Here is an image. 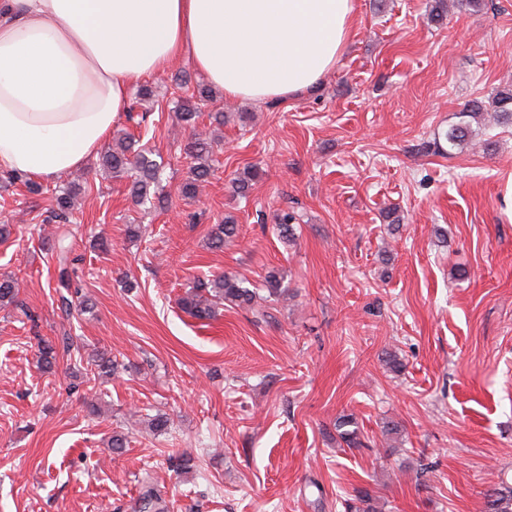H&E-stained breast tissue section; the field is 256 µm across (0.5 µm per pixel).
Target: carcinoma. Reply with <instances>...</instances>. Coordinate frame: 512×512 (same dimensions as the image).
Here are the masks:
<instances>
[{"instance_id":"carcinoma-1","label":"carcinoma","mask_w":512,"mask_h":512,"mask_svg":"<svg viewBox=\"0 0 512 512\" xmlns=\"http://www.w3.org/2000/svg\"><path fill=\"white\" fill-rule=\"evenodd\" d=\"M492 105L495 108L497 122L512 124V88L505 87L496 91ZM181 119L190 127H195L198 118V106L189 100L177 103ZM474 136L471 124L464 121L448 130L446 139L455 148L467 143ZM115 144L107 150L100 160L103 170L113 178L127 175L132 178L131 192L136 203L144 205L161 204L168 199L169 193L161 186L159 178L160 163L152 158V152L139 144L134 136L120 132L114 138ZM214 153L213 141L201 133H193L187 144L186 155L190 158L191 176L180 185L179 192L187 198L196 197L208 183L212 169ZM257 172L247 170L232 181L234 191L245 198L250 193ZM28 191L33 194L51 192L55 209L53 217L66 223L76 222L74 212L75 193L66 186L49 189L39 183L25 182ZM298 217L293 210H284L276 216L277 233L280 240L288 243L295 238V224ZM238 235V224L232 217L224 218L212 227L209 233V244L215 250L224 249ZM264 287L271 297L286 296L282 286V276L276 270H271L264 278ZM19 282L13 278L0 280V307H7L17 302ZM256 289L246 286V281L234 275L221 273L206 279L196 280L180 299L184 312L197 319H210L218 312V306L229 302L241 308L253 306ZM42 369L52 370L57 360L55 346L47 341L39 346ZM97 368V377L112 375L114 362L106 353L101 352L88 361ZM336 433L339 440L349 448L363 446L361 432L355 419L350 415L336 418ZM483 512H512V487H492L484 492Z\"/></svg>"}]
</instances>
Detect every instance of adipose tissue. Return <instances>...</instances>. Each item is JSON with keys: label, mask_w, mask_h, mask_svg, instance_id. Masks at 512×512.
Listing matches in <instances>:
<instances>
[{"label": "adipose tissue", "mask_w": 512, "mask_h": 512, "mask_svg": "<svg viewBox=\"0 0 512 512\" xmlns=\"http://www.w3.org/2000/svg\"><path fill=\"white\" fill-rule=\"evenodd\" d=\"M355 23L354 0H0V170L83 167L133 87L180 60L228 99L309 91Z\"/></svg>", "instance_id": "obj_1"}]
</instances>
